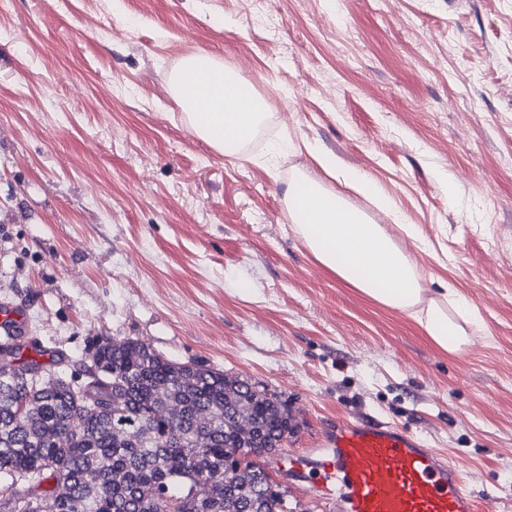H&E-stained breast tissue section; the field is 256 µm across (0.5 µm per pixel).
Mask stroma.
Masks as SVG:
<instances>
[{"mask_svg":"<svg viewBox=\"0 0 512 512\" xmlns=\"http://www.w3.org/2000/svg\"><path fill=\"white\" fill-rule=\"evenodd\" d=\"M199 52L265 102L237 155L170 92ZM312 146L477 307L466 352L315 259L285 201ZM3 309L68 374L125 336L267 389L291 453L339 416L410 429L512 512V0H0Z\"/></svg>","mask_w":512,"mask_h":512,"instance_id":"obj_1","label":"stroma"}]
</instances>
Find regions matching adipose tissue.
<instances>
[{
  "label": "adipose tissue",
  "mask_w": 512,
  "mask_h": 512,
  "mask_svg": "<svg viewBox=\"0 0 512 512\" xmlns=\"http://www.w3.org/2000/svg\"><path fill=\"white\" fill-rule=\"evenodd\" d=\"M170 87L194 133L227 155L237 154L266 118L264 102L244 93L235 74L207 53L185 58ZM287 194L296 230L318 262L369 298L406 313L442 350L468 349L484 327L476 306L450 287L427 296L414 258L384 225L305 175L289 184Z\"/></svg>",
  "instance_id": "1"
}]
</instances>
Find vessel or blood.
<instances>
[{"label":"vessel or blood","instance_id":"vessel-or-blood-1","mask_svg":"<svg viewBox=\"0 0 512 512\" xmlns=\"http://www.w3.org/2000/svg\"><path fill=\"white\" fill-rule=\"evenodd\" d=\"M267 470L333 512H479L460 464L421 437L364 416L340 417L306 453H277Z\"/></svg>","mask_w":512,"mask_h":512}]
</instances>
